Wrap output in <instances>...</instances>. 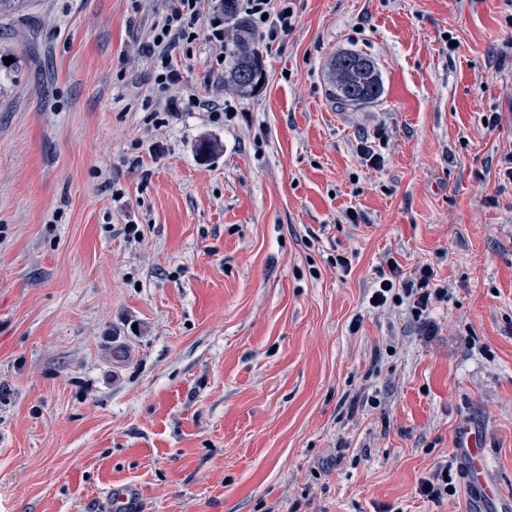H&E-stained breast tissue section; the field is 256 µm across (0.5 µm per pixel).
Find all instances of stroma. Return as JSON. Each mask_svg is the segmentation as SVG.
<instances>
[{
  "mask_svg": "<svg viewBox=\"0 0 512 512\" xmlns=\"http://www.w3.org/2000/svg\"><path fill=\"white\" fill-rule=\"evenodd\" d=\"M167 6L0 27V512H466L419 493L466 428L512 501V0H293L249 97L204 38L155 82ZM389 258L447 281L438 335L369 308ZM331 93L335 103L360 105L378 99L382 84L374 62L368 57L352 52L336 54L331 63Z\"/></svg>",
  "mask_w": 512,
  "mask_h": 512,
  "instance_id": "stroma-1",
  "label": "stroma"
}]
</instances>
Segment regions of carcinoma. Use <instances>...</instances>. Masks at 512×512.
Returning a JSON list of instances; mask_svg holds the SVG:
<instances>
[{
    "label": "carcinoma",
    "instance_id": "carcinoma-1",
    "mask_svg": "<svg viewBox=\"0 0 512 512\" xmlns=\"http://www.w3.org/2000/svg\"><path fill=\"white\" fill-rule=\"evenodd\" d=\"M330 72V96L340 105H360L382 95L374 62L362 54H336ZM263 77L265 67L258 41L248 22L238 18L232 30L224 34V82L238 93L249 96Z\"/></svg>",
    "mask_w": 512,
    "mask_h": 512
}]
</instances>
